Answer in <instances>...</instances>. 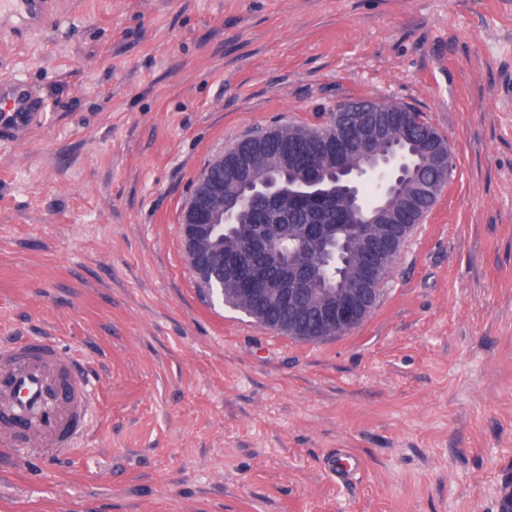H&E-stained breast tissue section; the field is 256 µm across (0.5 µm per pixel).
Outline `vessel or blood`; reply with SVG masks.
<instances>
[{
    "label": "vessel or blood",
    "mask_w": 512,
    "mask_h": 512,
    "mask_svg": "<svg viewBox=\"0 0 512 512\" xmlns=\"http://www.w3.org/2000/svg\"><path fill=\"white\" fill-rule=\"evenodd\" d=\"M55 0H0L19 28L51 24ZM47 117L44 99L19 77H0V132L24 137ZM93 400L78 360L47 336L0 345V446L67 456L88 428Z\"/></svg>",
    "instance_id": "1"
}]
</instances>
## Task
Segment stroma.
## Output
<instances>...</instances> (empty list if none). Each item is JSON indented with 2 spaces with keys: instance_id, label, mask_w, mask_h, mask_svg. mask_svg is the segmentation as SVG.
<instances>
[{
  "instance_id": "stroma-1",
  "label": "stroma",
  "mask_w": 512,
  "mask_h": 512,
  "mask_svg": "<svg viewBox=\"0 0 512 512\" xmlns=\"http://www.w3.org/2000/svg\"><path fill=\"white\" fill-rule=\"evenodd\" d=\"M0 23L48 116L0 137V340L51 336L97 400L65 458L0 452V512H502L512 496V0H56ZM454 168L373 313L318 343L205 299L208 163L358 98ZM360 467L325 470L336 452ZM55 0H2L0 15L14 18L19 29L46 27L52 23ZM377 105L379 110L381 111L379 112L380 116L387 123V142L403 143L407 126L412 128L417 139H422L423 137L428 136L429 132L433 133L439 139L445 140L446 142L448 141L447 152L434 139L429 140L430 153L432 157L431 163L433 167L436 169H444L447 170L448 172L452 170L453 154L451 144L449 140H447L444 136H442L432 127V125L430 124V122L428 121L423 112H418L408 106L401 105L407 111L410 118L414 122V125H410L401 122H396V120L393 118L395 112L389 111H391L394 108V106L396 105L395 103L377 100Z\"/></svg>"
}]
</instances>
